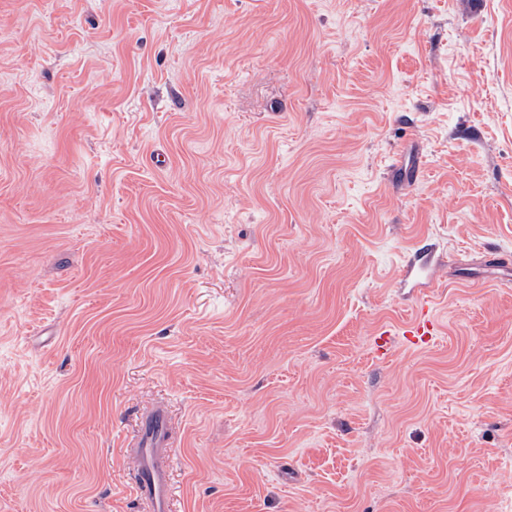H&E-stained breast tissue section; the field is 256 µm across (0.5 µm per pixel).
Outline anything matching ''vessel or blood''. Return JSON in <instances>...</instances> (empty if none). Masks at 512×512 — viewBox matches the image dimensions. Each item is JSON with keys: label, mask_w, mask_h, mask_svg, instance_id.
<instances>
[{"label": "vessel or blood", "mask_w": 512, "mask_h": 512, "mask_svg": "<svg viewBox=\"0 0 512 512\" xmlns=\"http://www.w3.org/2000/svg\"><path fill=\"white\" fill-rule=\"evenodd\" d=\"M440 326L428 306L408 319L401 334L413 345H428L435 341ZM138 452L135 458L134 488L140 503L150 512H170V460L169 424L163 410L146 416L138 431Z\"/></svg>", "instance_id": "1"}]
</instances>
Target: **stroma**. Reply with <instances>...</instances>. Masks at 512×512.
<instances>
[{
  "label": "stroma",
  "mask_w": 512,
  "mask_h": 512,
  "mask_svg": "<svg viewBox=\"0 0 512 512\" xmlns=\"http://www.w3.org/2000/svg\"><path fill=\"white\" fill-rule=\"evenodd\" d=\"M158 408L174 512H512V0H0V512ZM437 283L430 275L425 288H429L420 296V309L408 319L401 329V335L411 345H429L435 341L440 333V326L427 306L428 293L431 288H436Z\"/></svg>",
  "instance_id": "obj_1"
}]
</instances>
